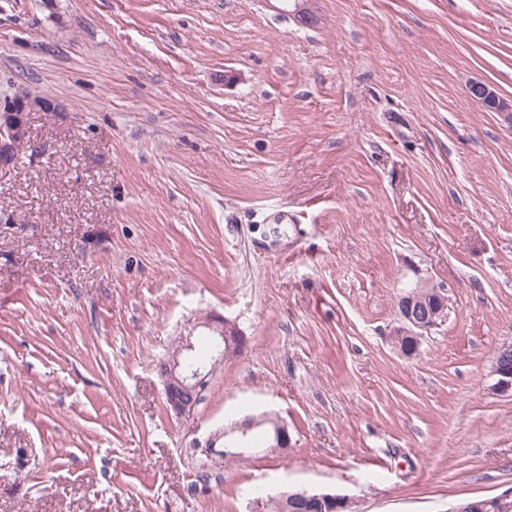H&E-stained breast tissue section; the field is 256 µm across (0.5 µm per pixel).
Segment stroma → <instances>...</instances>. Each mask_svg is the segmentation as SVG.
I'll return each mask as SVG.
<instances>
[{
	"instance_id": "stroma-1",
	"label": "stroma",
	"mask_w": 512,
	"mask_h": 512,
	"mask_svg": "<svg viewBox=\"0 0 512 512\" xmlns=\"http://www.w3.org/2000/svg\"><path fill=\"white\" fill-rule=\"evenodd\" d=\"M0 0V512H252L333 489L448 512L512 489V0ZM448 317L403 357L399 297ZM242 349L193 415L158 361L206 313ZM276 414L224 455L225 427ZM471 95L480 104L487 103L490 106V111L500 112L504 114L507 121L512 123V100L500 97L498 93L489 85L483 82H473L470 86ZM63 106L55 100L26 87H17L0 103V173L14 167V155L27 144L29 112H60ZM20 150L17 160L21 155ZM490 375L495 380V390H512V343H504L498 348L490 367Z\"/></svg>"
}]
</instances>
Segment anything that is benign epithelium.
Wrapping results in <instances>:
<instances>
[{
	"instance_id": "obj_1",
	"label": "benign epithelium",
	"mask_w": 512,
	"mask_h": 512,
	"mask_svg": "<svg viewBox=\"0 0 512 512\" xmlns=\"http://www.w3.org/2000/svg\"><path fill=\"white\" fill-rule=\"evenodd\" d=\"M274 9L288 13L302 21L312 18L309 8L313 0H277ZM471 95L477 102L490 106V111L504 114L512 123V100L498 95L489 85L474 82L469 86ZM62 112L63 106L55 100L26 87H17L13 94L0 102V173L9 172L14 167V155L27 144V116L30 112ZM431 284L419 281L414 290L401 297L399 304V325L393 336L398 351L405 357H412L418 351L419 338L437 327L439 319L448 304V299L437 290L428 291ZM196 328L207 330L214 344L211 362H200L193 358L195 347L191 337H180L179 347L161 358L157 365L158 376L163 386L166 406L178 419L190 417L202 387L208 380L213 366L224 354L241 346L242 336L232 320L217 315H207L198 319ZM490 375L494 378L497 391L512 390V343L501 345L492 361ZM260 424L255 417H248L239 423L237 430L241 438L224 444V455L240 454L238 448L244 445L248 431ZM272 447L286 449L290 445L288 428L283 423L273 426ZM283 510L294 512L304 503L312 507V512H355L356 501L347 496L331 492H319L307 488L294 489L278 496L261 495L253 501V512H264L271 504ZM512 507V491L504 492L491 499L462 503L449 512H485L487 508Z\"/></svg>"
}]
</instances>
